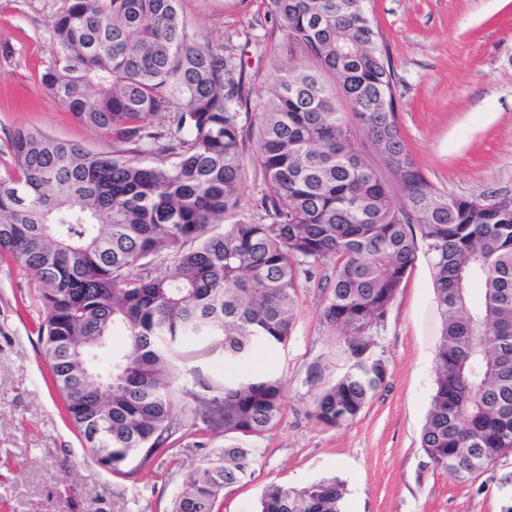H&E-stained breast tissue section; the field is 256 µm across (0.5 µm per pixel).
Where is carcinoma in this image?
Masks as SVG:
<instances>
[{"instance_id": "cac0c4a2", "label": "carcinoma", "mask_w": 512, "mask_h": 512, "mask_svg": "<svg viewBox=\"0 0 512 512\" xmlns=\"http://www.w3.org/2000/svg\"><path fill=\"white\" fill-rule=\"evenodd\" d=\"M292 63L257 113L258 217L242 208L247 103L243 54L201 42L180 0H65L42 84L110 154L21 128L0 172V256L37 283L45 357L87 447L138 475L190 411L233 439L283 415L284 383L255 377L258 348L288 343L297 289L332 263L322 319L333 332L306 382L313 416L354 421L388 374L374 331L429 257L441 334L421 429L427 457L464 479L512 451V196L437 190L404 144L383 34L370 0H265ZM357 125L401 195L361 158ZM224 231H219V227ZM482 297L473 304V286ZM124 347L112 345L114 334ZM192 347L235 371L211 384ZM255 449L207 457L172 512H214L245 482ZM335 478L265 488L257 512H344Z\"/></svg>"}]
</instances>
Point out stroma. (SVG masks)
I'll use <instances>...</instances> for the list:
<instances>
[{"label":"stroma","instance_id":"obj_1","mask_svg":"<svg viewBox=\"0 0 512 512\" xmlns=\"http://www.w3.org/2000/svg\"><path fill=\"white\" fill-rule=\"evenodd\" d=\"M63 0H0V172L16 129L44 133L98 152L113 142L73 117L41 83L56 53L49 20ZM394 73L397 121L426 178L459 197L512 195V0H372ZM202 41L232 39L244 53L249 100L241 112L245 156L270 77L287 61L285 35L262 0H181ZM320 264L298 288L294 333L284 347L257 352L256 375L285 384L279 424L260 438L251 480L228 487L215 512H255L262 491L302 488L337 477L348 512H505L499 479L512 455L464 480L437 468L420 446L441 333L426 254H419L376 332L388 376L359 416L330 427L311 417L309 367L329 350L321 313ZM44 309L35 282L14 259L0 258V512H171L178 491L224 446L218 432L190 428L169 442L138 479L136 459L119 470L83 447L49 379L38 327Z\"/></svg>","mask_w":512,"mask_h":512}]
</instances>
